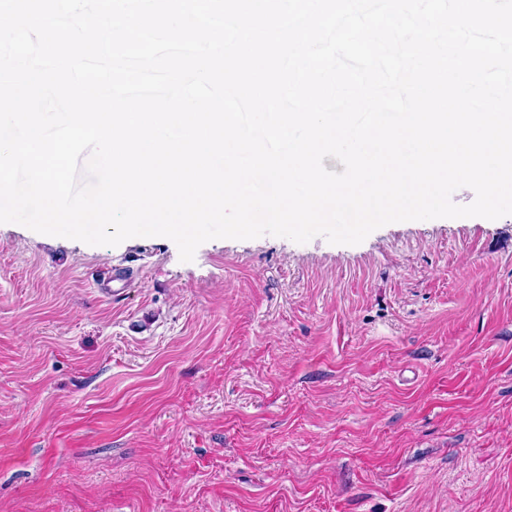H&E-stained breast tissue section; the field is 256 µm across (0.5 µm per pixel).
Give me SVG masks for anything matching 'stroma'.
I'll list each match as a JSON object with an SVG mask.
<instances>
[{
    "label": "stroma",
    "instance_id": "1",
    "mask_svg": "<svg viewBox=\"0 0 512 512\" xmlns=\"http://www.w3.org/2000/svg\"><path fill=\"white\" fill-rule=\"evenodd\" d=\"M0 512H512V215L188 263L0 223Z\"/></svg>",
    "mask_w": 512,
    "mask_h": 512
}]
</instances>
